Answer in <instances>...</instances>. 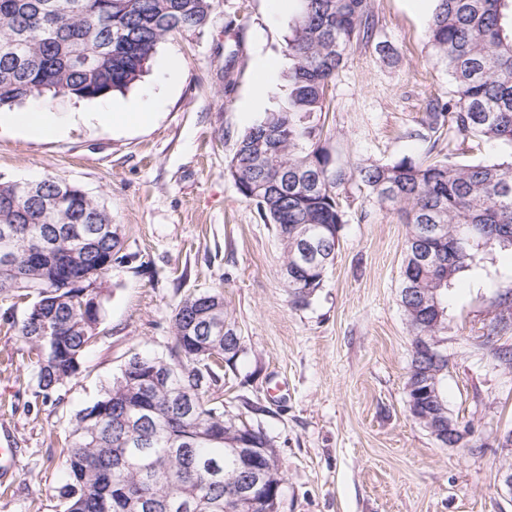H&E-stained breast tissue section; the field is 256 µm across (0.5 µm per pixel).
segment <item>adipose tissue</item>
<instances>
[{
    "label": "adipose tissue",
    "mask_w": 512,
    "mask_h": 512,
    "mask_svg": "<svg viewBox=\"0 0 512 512\" xmlns=\"http://www.w3.org/2000/svg\"><path fill=\"white\" fill-rule=\"evenodd\" d=\"M151 118L147 112H71L66 118H58L55 112L42 107L33 112H1L0 128L13 127L37 136L55 135L65 125H94L109 123L124 126L132 123H144Z\"/></svg>",
    "instance_id": "adipose-tissue-1"
}]
</instances>
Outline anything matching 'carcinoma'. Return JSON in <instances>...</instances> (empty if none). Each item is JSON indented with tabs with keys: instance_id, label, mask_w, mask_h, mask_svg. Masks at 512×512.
I'll return each instance as SVG.
<instances>
[{
	"instance_id": "cac0c4a2",
	"label": "carcinoma",
	"mask_w": 512,
	"mask_h": 512,
	"mask_svg": "<svg viewBox=\"0 0 512 512\" xmlns=\"http://www.w3.org/2000/svg\"><path fill=\"white\" fill-rule=\"evenodd\" d=\"M288 22L284 74L287 92L277 109L238 137L229 174L241 196L274 226L284 265L301 257V244L317 241L328 271L339 245L342 196L357 183L377 204L402 206L410 244L423 225H440L446 243L432 263L401 266L400 304L414 337L437 324L445 333L448 293L484 255L512 249V0H434L426 37L448 75L446 97L430 101L422 128L463 141L484 140L497 150L492 161L463 164L444 156L418 164L362 161L347 169L322 144L325 91L353 49L373 33L372 0H297ZM216 0H0V108L28 99L66 95L94 101L122 92L147 72L159 45L175 33L208 27ZM63 180L46 176L30 188L0 181V293L33 297L18 333L48 395L74 377L96 338L99 319L84 316L75 301L81 275L119 259L122 237L112 215L92 197L78 204L53 199ZM73 232L66 265L71 287H32L51 281L53 270L33 261L31 244ZM291 306L309 304L321 288L318 272L284 281ZM235 325L219 291L185 298L173 317L174 358L133 354L90 405L68 422L61 449L66 478L58 487L64 512H224L240 479L235 454L242 422L224 404L206 398L216 382L213 367L233 365L244 349L233 346L224 324ZM440 371L410 349L407 384ZM438 390L420 424L448 417ZM191 394L192 417L178 416L175 396ZM269 489L283 483L276 449L266 451ZM217 466L222 480L211 481Z\"/></svg>"
}]
</instances>
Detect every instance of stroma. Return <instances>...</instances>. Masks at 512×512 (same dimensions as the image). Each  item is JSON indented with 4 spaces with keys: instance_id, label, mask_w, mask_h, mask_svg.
I'll use <instances>...</instances> for the list:
<instances>
[{
    "instance_id": "obj_1",
    "label": "stroma",
    "mask_w": 512,
    "mask_h": 512,
    "mask_svg": "<svg viewBox=\"0 0 512 512\" xmlns=\"http://www.w3.org/2000/svg\"><path fill=\"white\" fill-rule=\"evenodd\" d=\"M372 5L373 43L355 48L327 90V146L347 167L421 162L430 144L411 132L428 101L449 91L425 37L434 0ZM296 6L219 0L207 28L166 39L128 90L49 102L62 117L136 107L154 113L148 125H80L52 137L0 132V180L53 175L76 183L104 204L123 236V258L101 286L97 340L79 374L50 397L22 357L18 327L29 302L0 293V442L21 451L18 478L0 486V512H62L59 453L70 417L131 354L169 357L176 307L213 289L224 293L244 352L235 367L219 369L210 391L272 440L284 478L279 512H512L501 477L512 465L503 445L512 432V369L481 344L493 297L512 291V253L489 255L448 297L444 387L451 414L470 432L445 447L407 405L400 214L351 188L334 262L309 305L294 308L274 227L228 173L238 136L281 92ZM232 18L241 34L225 31Z\"/></svg>"
}]
</instances>
